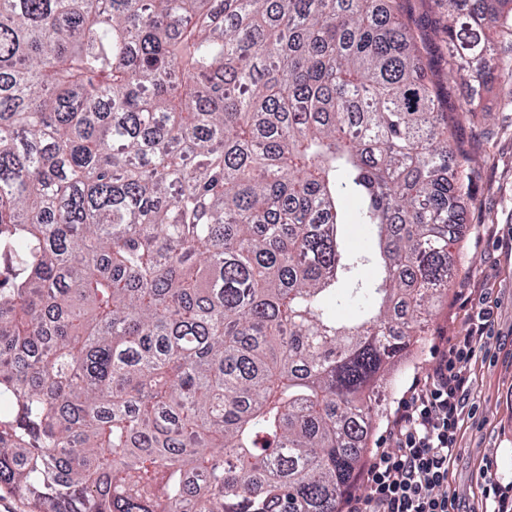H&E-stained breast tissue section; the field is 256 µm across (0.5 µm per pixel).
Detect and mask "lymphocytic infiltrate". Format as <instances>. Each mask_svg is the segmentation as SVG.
<instances>
[{
  "instance_id": "f902f5d3",
  "label": "lymphocytic infiltrate",
  "mask_w": 512,
  "mask_h": 512,
  "mask_svg": "<svg viewBox=\"0 0 512 512\" xmlns=\"http://www.w3.org/2000/svg\"><path fill=\"white\" fill-rule=\"evenodd\" d=\"M490 321L488 311H478L466 334L450 338L400 399L388 431L390 447L364 462L356 476L364 491L346 493L347 512H453L448 466L471 384L466 367L485 351Z\"/></svg>"
}]
</instances>
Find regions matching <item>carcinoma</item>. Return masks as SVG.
Segmentation results:
<instances>
[{
  "label": "carcinoma",
  "instance_id": "1",
  "mask_svg": "<svg viewBox=\"0 0 512 512\" xmlns=\"http://www.w3.org/2000/svg\"><path fill=\"white\" fill-rule=\"evenodd\" d=\"M407 2L0 0V489L338 512L459 276ZM437 2L448 79L512 82V0Z\"/></svg>",
  "mask_w": 512,
  "mask_h": 512
}]
</instances>
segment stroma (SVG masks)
Here are the masks:
<instances>
[{
	"label": "stroma",
	"instance_id": "1",
	"mask_svg": "<svg viewBox=\"0 0 512 512\" xmlns=\"http://www.w3.org/2000/svg\"><path fill=\"white\" fill-rule=\"evenodd\" d=\"M472 77L443 83L442 98L474 113L457 127V140L475 174L463 200L454 258L460 275L412 352L387 371L378 389L379 417L368 449L389 445L391 416L415 376L444 350L447 338L464 334L479 309L493 313L492 339L470 366L457 449L448 469V494L458 512H483L481 473L512 481V86L500 84L474 97Z\"/></svg>",
	"mask_w": 512,
	"mask_h": 512
}]
</instances>
